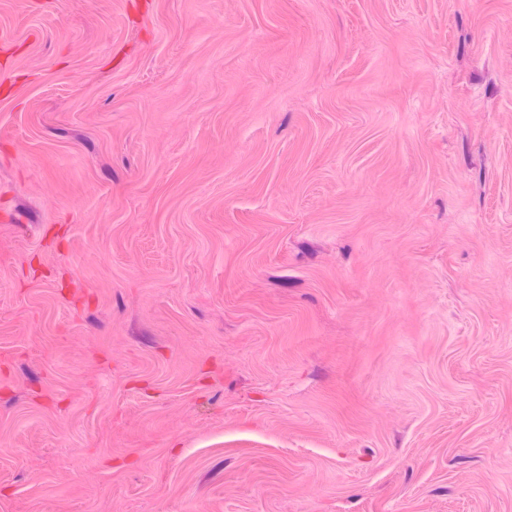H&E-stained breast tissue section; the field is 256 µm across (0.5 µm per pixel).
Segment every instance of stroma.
<instances>
[{"instance_id":"35a3bbf8","label":"stroma","mask_w":512,"mask_h":512,"mask_svg":"<svg viewBox=\"0 0 512 512\" xmlns=\"http://www.w3.org/2000/svg\"><path fill=\"white\" fill-rule=\"evenodd\" d=\"M0 512H512V0H0Z\"/></svg>"}]
</instances>
